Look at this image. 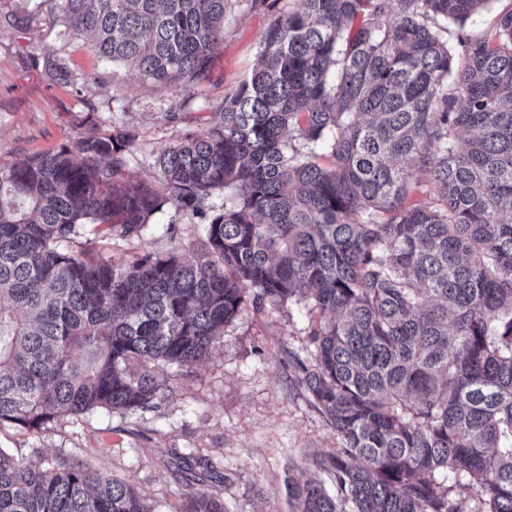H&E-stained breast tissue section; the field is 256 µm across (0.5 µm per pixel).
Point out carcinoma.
<instances>
[{
	"instance_id": "carcinoma-1",
	"label": "carcinoma",
	"mask_w": 512,
	"mask_h": 512,
	"mask_svg": "<svg viewBox=\"0 0 512 512\" xmlns=\"http://www.w3.org/2000/svg\"><path fill=\"white\" fill-rule=\"evenodd\" d=\"M490 0H301L266 29L218 120L118 181L134 135L93 128L0 168V424L39 433L160 408L153 369L224 345L246 304L307 319L295 381L339 448L288 479L297 512H512V9ZM227 0H61L131 76L201 75ZM224 202L211 204L217 193ZM198 217L184 254L116 258ZM184 512H225L198 481ZM0 512H154L91 460L0 448ZM512 8V0H492L487 9L473 16L465 26L466 31H478L487 29L493 22L495 15L506 9ZM170 212L163 208L162 213L154 216L152 223L143 234L141 240L120 239L114 237L112 240H97L90 244V247L104 255H114L119 258L142 251L144 248L155 251H167L173 243L170 239L168 224Z\"/></svg>"
}]
</instances>
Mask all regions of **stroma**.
<instances>
[{
	"label": "stroma",
	"mask_w": 512,
	"mask_h": 512,
	"mask_svg": "<svg viewBox=\"0 0 512 512\" xmlns=\"http://www.w3.org/2000/svg\"><path fill=\"white\" fill-rule=\"evenodd\" d=\"M298 0H229L224 43L204 74L159 87L100 60L73 32L59 0H0V166L58 149L97 125L132 130L136 148L124 178L155 181L159 149L201 133L214 107L250 73L272 18ZM169 212L156 214L142 239L97 240L117 257L172 244ZM305 319L282 308L245 307L227 327L224 346L188 374L161 365L169 388L153 412L118 416L97 410L64 417L40 433L0 426V448L39 463L58 455L97 461L133 484L155 512H181L194 488L175 454L207 460L224 473L227 512H292L287 478L310 474L316 455L337 440L288 369V353L305 340Z\"/></svg>",
	"instance_id": "35a3bbf8"
}]
</instances>
